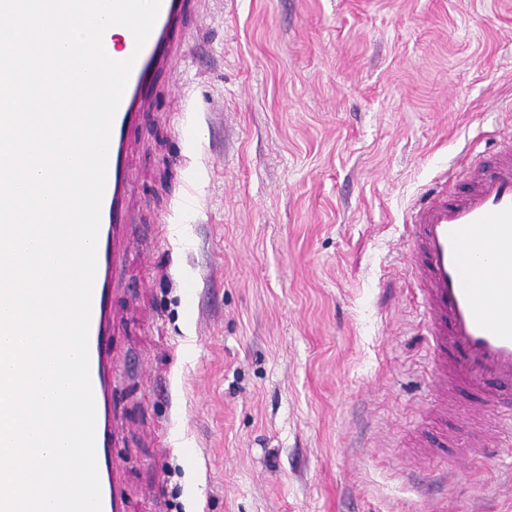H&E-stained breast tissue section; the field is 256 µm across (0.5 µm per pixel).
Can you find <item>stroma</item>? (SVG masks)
Wrapping results in <instances>:
<instances>
[{
	"mask_svg": "<svg viewBox=\"0 0 512 512\" xmlns=\"http://www.w3.org/2000/svg\"><path fill=\"white\" fill-rule=\"evenodd\" d=\"M176 43L114 291L126 512H512L457 437L496 402L426 396L404 247L430 183L512 141V0H190Z\"/></svg>",
	"mask_w": 512,
	"mask_h": 512,
	"instance_id": "obj_1",
	"label": "stroma"
}]
</instances>
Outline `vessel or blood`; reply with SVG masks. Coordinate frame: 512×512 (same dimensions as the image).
Instances as JSON below:
<instances>
[{"label": "vessel or blood", "instance_id": "b4317fda", "mask_svg": "<svg viewBox=\"0 0 512 512\" xmlns=\"http://www.w3.org/2000/svg\"><path fill=\"white\" fill-rule=\"evenodd\" d=\"M187 0H161L144 45L124 31L116 60H133L115 112L108 148L106 184L96 247L88 333L89 376L95 400V457L102 512H124L113 481L112 356L113 274L119 243L129 234L132 183L129 128L144 112L149 89L165 67L172 35L181 29ZM466 188L447 180L428 187L410 209L409 270L419 286L422 334L427 344L433 395L462 388L492 399L512 395V147L470 162ZM512 445V425L498 424L494 443L471 451L482 462Z\"/></svg>", "mask_w": 512, "mask_h": 512}]
</instances>
